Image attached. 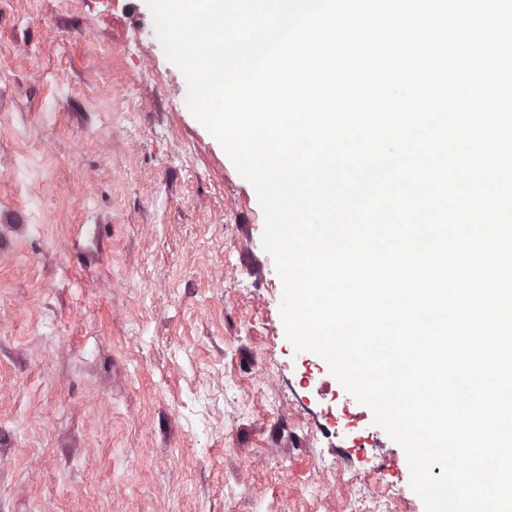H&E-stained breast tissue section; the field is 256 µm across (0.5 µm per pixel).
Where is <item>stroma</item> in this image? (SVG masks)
<instances>
[{
  "instance_id": "stroma-1",
  "label": "stroma",
  "mask_w": 512,
  "mask_h": 512,
  "mask_svg": "<svg viewBox=\"0 0 512 512\" xmlns=\"http://www.w3.org/2000/svg\"><path fill=\"white\" fill-rule=\"evenodd\" d=\"M146 0H0V512H333L402 447L295 351Z\"/></svg>"
}]
</instances>
